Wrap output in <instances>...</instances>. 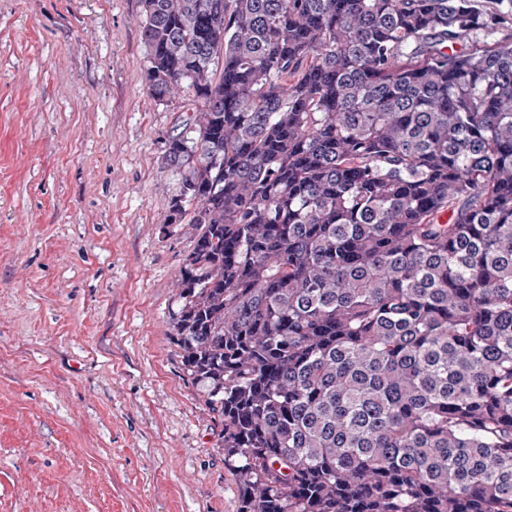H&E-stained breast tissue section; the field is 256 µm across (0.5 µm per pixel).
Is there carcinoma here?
Segmentation results:
<instances>
[{"instance_id": "1", "label": "carcinoma", "mask_w": 512, "mask_h": 512, "mask_svg": "<svg viewBox=\"0 0 512 512\" xmlns=\"http://www.w3.org/2000/svg\"><path fill=\"white\" fill-rule=\"evenodd\" d=\"M141 5L201 103L173 330L239 512H512V12Z\"/></svg>"}]
</instances>
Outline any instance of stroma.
<instances>
[{
    "mask_svg": "<svg viewBox=\"0 0 512 512\" xmlns=\"http://www.w3.org/2000/svg\"><path fill=\"white\" fill-rule=\"evenodd\" d=\"M140 0H0V512H238L173 340L165 218L192 87L151 98Z\"/></svg>",
    "mask_w": 512,
    "mask_h": 512,
    "instance_id": "1",
    "label": "stroma"
}]
</instances>
